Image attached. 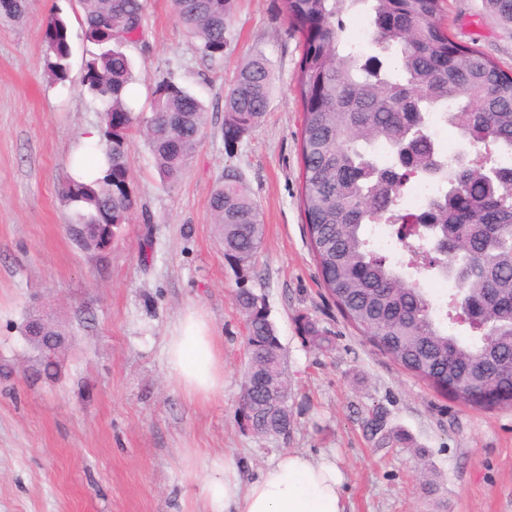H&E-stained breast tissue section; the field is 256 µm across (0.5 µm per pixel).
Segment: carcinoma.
I'll return each instance as SVG.
<instances>
[{"instance_id":"cac0c4a2","label":"carcinoma","mask_w":512,"mask_h":512,"mask_svg":"<svg viewBox=\"0 0 512 512\" xmlns=\"http://www.w3.org/2000/svg\"><path fill=\"white\" fill-rule=\"evenodd\" d=\"M84 39L97 46L85 60L83 85L105 104V166L61 190L80 212L71 225L83 247L104 249L135 205L126 154L137 117L128 104L133 82L124 46L142 33L144 0H76ZM234 0H175L212 70L224 65ZM365 8L371 45L395 56L386 65L345 41V18ZM301 59L292 94L302 112L300 200L319 280L343 317L381 354L460 406H512V70L454 41L442 25V0H284ZM27 0H0V21L20 22ZM51 82L69 79V24L44 23ZM272 69L258 51L241 64L224 97V144L235 145L263 120ZM467 141L465 161L441 160L431 132L434 115ZM202 102L172 77L158 81L142 132L164 181L174 183L204 129ZM433 188L419 209L402 205L404 190ZM224 258L250 266L264 239L257 202L233 166L210 197ZM391 227V245H374V230ZM452 282L445 300L424 288ZM245 316L248 355L238 416L258 435L291 427L288 405L260 413L262 383L284 389L283 348L265 302L246 288L236 294ZM314 346L330 339L297 318Z\"/></svg>"}]
</instances>
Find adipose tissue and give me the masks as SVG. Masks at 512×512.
Returning a JSON list of instances; mask_svg holds the SVG:
<instances>
[{"mask_svg":"<svg viewBox=\"0 0 512 512\" xmlns=\"http://www.w3.org/2000/svg\"><path fill=\"white\" fill-rule=\"evenodd\" d=\"M170 373L191 395L209 396L224 386L215 340L206 319L182 316L168 340ZM204 492L208 512H345L344 476L334 459L287 452L250 483L227 459L211 460Z\"/></svg>","mask_w":512,"mask_h":512,"instance_id":"ef3b65f1","label":"adipose tissue"}]
</instances>
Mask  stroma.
Here are the masks:
<instances>
[{"mask_svg":"<svg viewBox=\"0 0 512 512\" xmlns=\"http://www.w3.org/2000/svg\"><path fill=\"white\" fill-rule=\"evenodd\" d=\"M0 25V512H205L204 461L222 453L244 481L281 454L334 458L346 512H512V407L468 409L404 372L338 313L321 287L299 203L301 114L290 86L299 37L283 0H234L224 66L195 52L173 0H146L129 44L138 80L128 103L149 116L163 76L206 107V125L180 180L162 181L139 133L130 136V221L102 251L68 226L77 209L60 188L87 150L104 152L101 103L82 83L92 44L76 0H29ZM70 23L65 84L44 71L42 21ZM454 40L512 69V25L485 0H445ZM263 52L275 85L263 122L234 151L224 145V95L237 66ZM239 168L265 235L247 270L225 259L209 198L225 166ZM262 297L288 362L292 427L255 435L236 414L246 364L238 289ZM68 335L55 380L37 377L22 334L29 310ZM190 310L209 322L224 387L188 396L171 376L166 342ZM307 316L331 340L300 334ZM386 415L387 438L366 421ZM433 492H426L423 480Z\"/></svg>","mask_w":512,"mask_h":512,"instance_id":"35a3bbf8","label":"stroma"}]
</instances>
